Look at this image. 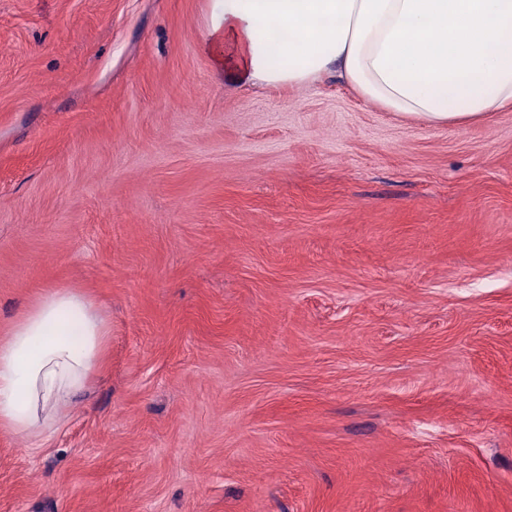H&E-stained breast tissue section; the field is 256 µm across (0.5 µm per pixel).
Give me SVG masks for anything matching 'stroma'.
<instances>
[{"mask_svg":"<svg viewBox=\"0 0 512 512\" xmlns=\"http://www.w3.org/2000/svg\"><path fill=\"white\" fill-rule=\"evenodd\" d=\"M213 0H0V341L107 357L0 512H512V109L241 86Z\"/></svg>","mask_w":512,"mask_h":512,"instance_id":"stroma-1","label":"stroma"}]
</instances>
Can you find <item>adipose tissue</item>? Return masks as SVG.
<instances>
[{
  "mask_svg": "<svg viewBox=\"0 0 512 512\" xmlns=\"http://www.w3.org/2000/svg\"><path fill=\"white\" fill-rule=\"evenodd\" d=\"M208 45L242 85L333 72L388 112L470 125L512 107V0H214ZM81 293L46 292L0 343V428H50L108 338Z\"/></svg>",
  "mask_w": 512,
  "mask_h": 512,
  "instance_id": "adipose-tissue-1",
  "label": "adipose tissue"
}]
</instances>
